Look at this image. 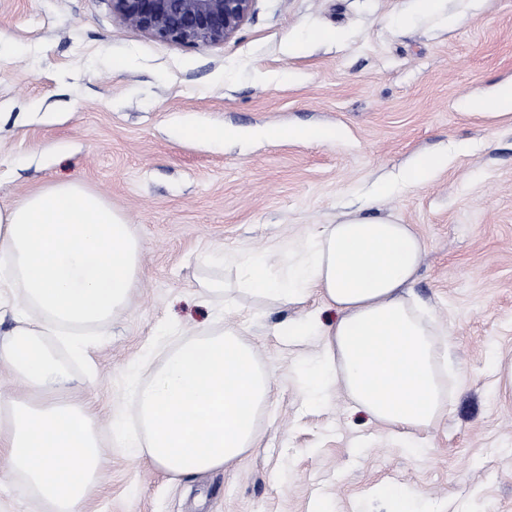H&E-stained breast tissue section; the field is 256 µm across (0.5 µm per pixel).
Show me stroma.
<instances>
[{
	"label": "stroma",
	"mask_w": 512,
	"mask_h": 512,
	"mask_svg": "<svg viewBox=\"0 0 512 512\" xmlns=\"http://www.w3.org/2000/svg\"><path fill=\"white\" fill-rule=\"evenodd\" d=\"M306 39L302 52L290 43ZM512 80V0H256L221 45L189 48L124 25L109 0H0V205L58 181L108 200L141 243L128 309L85 355L57 351L92 404L104 478L77 512H391L382 484L426 512H512V123L462 113ZM184 122L238 139L204 146ZM318 125L323 143L271 141L267 129ZM447 152L430 183L377 202L372 185L413 158ZM412 225L424 252L413 290L446 333L453 392L416 451L339 388L311 404L301 371L315 341L275 326L297 308L237 292L213 259L288 252L345 214ZM233 302L203 301L206 280ZM220 322L246 334L271 373L259 445L234 465L169 479L142 441L134 369Z\"/></svg>",
	"instance_id": "1"
}]
</instances>
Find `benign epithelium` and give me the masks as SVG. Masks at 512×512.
I'll return each instance as SVG.
<instances>
[{
    "label": "benign epithelium",
    "mask_w": 512,
    "mask_h": 512,
    "mask_svg": "<svg viewBox=\"0 0 512 512\" xmlns=\"http://www.w3.org/2000/svg\"><path fill=\"white\" fill-rule=\"evenodd\" d=\"M112 14L154 39L185 47L222 44L253 12L255 0H110Z\"/></svg>",
    "instance_id": "7a95c632"
}]
</instances>
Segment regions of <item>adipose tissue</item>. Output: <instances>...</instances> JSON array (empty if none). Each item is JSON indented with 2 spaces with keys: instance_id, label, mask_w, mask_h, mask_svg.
Wrapping results in <instances>:
<instances>
[{
  "instance_id": "1",
  "label": "adipose tissue",
  "mask_w": 512,
  "mask_h": 512,
  "mask_svg": "<svg viewBox=\"0 0 512 512\" xmlns=\"http://www.w3.org/2000/svg\"><path fill=\"white\" fill-rule=\"evenodd\" d=\"M447 155L412 160L399 181L380 179L375 199L430 181ZM283 276L263 255L243 261L239 291L304 312L278 326L289 342L318 339L305 378L314 399L338 386L353 411L422 433L448 405V350L412 298L423 245L411 225L348 217L326 225ZM141 245L110 202L58 182L21 204L0 206V289H21L0 335V365L25 387L0 419V450L41 512H76L99 483L104 458L91 409L53 344L105 330L128 305ZM332 309V325L321 321ZM272 395L253 346L221 324L173 346L136 393L140 456L170 479L220 470L257 445L256 419Z\"/></svg>"
}]
</instances>
